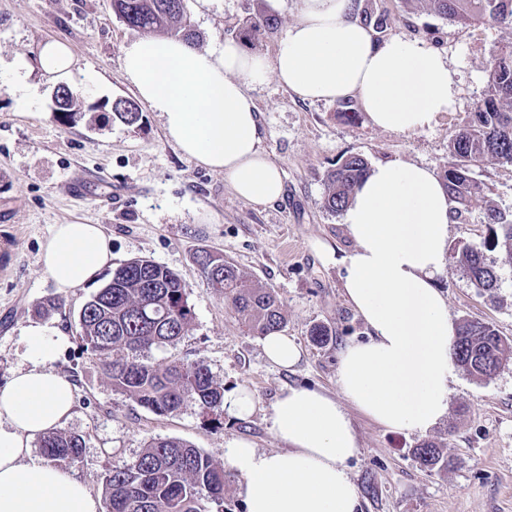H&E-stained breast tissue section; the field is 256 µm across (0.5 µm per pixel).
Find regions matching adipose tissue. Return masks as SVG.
<instances>
[{
	"label": "adipose tissue",
	"mask_w": 512,
	"mask_h": 512,
	"mask_svg": "<svg viewBox=\"0 0 512 512\" xmlns=\"http://www.w3.org/2000/svg\"><path fill=\"white\" fill-rule=\"evenodd\" d=\"M299 10L269 58L233 40L202 50L179 38L144 37L122 49L124 76L160 113L169 140L258 206L278 200L284 186L261 146L246 85L273 78L302 101L354 98L375 127L400 132L431 128L458 93L446 56L403 35L376 41L354 0H299ZM37 61L51 81L73 74V54L61 42L44 43ZM451 222L432 168L380 161L355 187L341 213L352 247L336 262L346 301L369 338L340 352V397L282 389L267 422L286 450L226 442L225 461L245 479L246 512H359L348 467L358 452L348 406L390 430L420 434L447 415L457 325L436 277ZM41 261L67 293L111 267L112 241L97 224H58ZM66 344L57 327L30 322L22 333L24 365L0 387V512H104L101 499L68 471L28 460L32 441L73 414L74 387L54 367Z\"/></svg>",
	"instance_id": "adipose-tissue-1"
}]
</instances>
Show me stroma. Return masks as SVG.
<instances>
[{
  "label": "stroma",
  "instance_id": "1",
  "mask_svg": "<svg viewBox=\"0 0 512 512\" xmlns=\"http://www.w3.org/2000/svg\"><path fill=\"white\" fill-rule=\"evenodd\" d=\"M387 14L385 37L406 35L448 57L457 72L459 93L453 109L423 132L385 131L367 118L348 122L339 103L304 102L275 79L248 86L258 108L262 147L281 169L282 197L257 206L238 197L223 173L188 159L170 141L159 113L141 105L135 126L113 119L115 100L136 99L122 71V49L140 39L112 10V0H0V67L16 58L35 62L39 46L67 44L76 59L71 83L83 91L74 121L55 111L57 85L32 71L34 98L19 102L0 80V385L22 364L21 330L38 320L36 308L59 301L48 314L69 342L55 367L75 387L74 415L63 424L81 435L80 457L66 470L94 495H102L108 469L134 460L156 438L178 439L224 466V444L245 439L259 451L284 450L269 430L266 414L287 386L308 387L339 396L341 348L363 341L368 330L350 308L342 272L319 251L318 242L342 252L351 243L340 216L323 205L325 177L336 162L359 154L368 162L397 158L443 172L452 136L474 112L487 85L492 50L512 47V28L448 21L429 6L413 9L405 0H357ZM198 48L238 39L255 16L256 0H189ZM276 14L275 33L244 42L272 56L282 35L298 18L297 0H265ZM491 198L512 213V166L484 162L476 170ZM98 224L112 239V264L145 257L181 275L187 283L193 318L172 345L151 349L152 362H204L225 392L246 387L255 411L235 417L202 413L192 405L158 415L112 386L80 338L78 314L112 276L61 293L45 273L41 247L57 224ZM486 228L480 208L448 231L450 255L436 278L454 321L480 320L512 340V265L498 250L484 248ZM470 245L483 248L496 265L498 298L478 294L455 256ZM223 256L251 279L274 289L286 318L284 334L302 351L295 367L284 369L264 355L262 338L238 317L222 292L207 286L195 261L202 252ZM330 329L327 342L311 330ZM448 413L426 434L389 430L350 408L359 441L350 476L360 512H512V362L480 380L455 369L448 380ZM434 442L449 459L432 471L414 450Z\"/></svg>",
  "mask_w": 512,
  "mask_h": 512
}]
</instances>
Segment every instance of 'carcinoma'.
Instances as JSON below:
<instances>
[{"label":"carcinoma","instance_id":"carcinoma-1","mask_svg":"<svg viewBox=\"0 0 512 512\" xmlns=\"http://www.w3.org/2000/svg\"><path fill=\"white\" fill-rule=\"evenodd\" d=\"M428 5L441 17L458 23H492L512 26V0H406ZM112 9L130 29L166 33L196 41L188 15V0H112ZM278 27L275 15L258 10L245 29L254 37ZM81 90L60 88L61 114L79 111ZM113 117L133 125L140 118L138 105L118 100ZM448 167L441 179L454 203V218L462 220L475 204L483 209L485 244L501 250L512 263V214L502 212L489 198L475 168L488 160L512 165V49L491 54L489 80L473 117L449 144ZM369 171L361 155L342 158L326 175L324 208L340 213L356 184ZM459 262L473 287L494 297L498 288L495 266L482 251L465 246ZM207 284L224 292L238 315L254 332L266 336L279 332L285 316L276 293L247 277L223 257L204 252L198 257ZM192 319L189 289L180 275L146 258L127 261L94 294L79 315L80 339L97 359L112 387L158 415H168L187 405L214 412L224 404V389L201 361L155 364L145 358L154 347L177 342ZM455 362L469 375L488 379L512 361V341L493 325L464 320L452 348ZM40 448L53 460H76L83 448L78 434L52 430ZM420 466L432 470L444 464L441 450L422 443L415 452ZM228 475L200 449L177 439H158L131 462L110 469L104 478L105 512H211L223 506Z\"/></svg>","mask_w":512,"mask_h":512}]
</instances>
